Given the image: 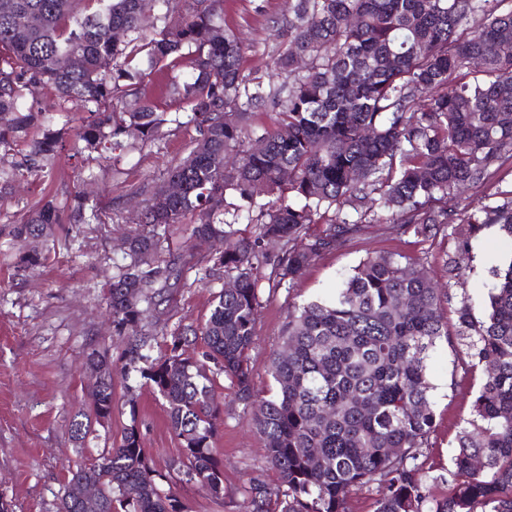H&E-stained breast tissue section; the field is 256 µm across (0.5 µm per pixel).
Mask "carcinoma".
I'll use <instances>...</instances> for the list:
<instances>
[{
  "mask_svg": "<svg viewBox=\"0 0 512 512\" xmlns=\"http://www.w3.org/2000/svg\"><path fill=\"white\" fill-rule=\"evenodd\" d=\"M223 12L224 0H0V184L44 173L65 140L53 106L33 99L32 87L81 100L71 150L92 153L107 139L122 146L132 130L144 143L158 140L166 109L137 87L188 62L190 79L168 90L199 132L167 175L182 191L148 202L146 230L127 239L106 283L113 333L128 337L122 370L139 373L162 398L181 440L174 469L224 503L214 448L224 425L222 375L255 409L266 448L244 486L251 512H348L349 495L363 488L375 491L374 512H512V259L493 270L486 319L476 320L463 296L451 333L441 308L448 293L432 285L423 262L369 256L333 296L289 312L269 366L275 395L253 400L249 363L260 281L291 282L364 224L391 223L421 242L452 239L450 281L469 267L486 228L512 238V190L455 224L461 194L512 158V121H504L512 116V52L502 50L512 45V0H295L281 25L277 87L243 73L250 46L224 27ZM300 58L307 64L298 66ZM269 103L279 108L278 126L247 131L249 111ZM331 210L324 233L308 237L315 216ZM188 214L197 216L191 236L213 243L204 278L231 279L235 288L220 290L209 316L154 359L142 304L159 279L196 267L182 254L153 265L171 251L169 226ZM241 220L255 225L252 236L237 237ZM59 223L51 200L28 209L15 232L43 239L44 248L22 255L18 268L45 264ZM269 239L281 254H268ZM442 337L480 382L456 436L450 492L438 499L423 482V448L435 428L426 360ZM197 343L202 351H186ZM88 363L96 384L72 421L77 441L92 423L111 420L115 406L111 358L95 350ZM127 403L131 424L119 443L71 472L59 512H183L170 473L145 479L152 467L135 400ZM268 470L277 485L266 481Z\"/></svg>",
  "mask_w": 512,
  "mask_h": 512,
  "instance_id": "obj_1",
  "label": "carcinoma"
}]
</instances>
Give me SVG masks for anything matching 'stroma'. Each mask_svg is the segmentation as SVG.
<instances>
[{"mask_svg":"<svg viewBox=\"0 0 512 512\" xmlns=\"http://www.w3.org/2000/svg\"><path fill=\"white\" fill-rule=\"evenodd\" d=\"M289 9L288 0H224L225 25L253 45L243 59L245 74L271 78L278 46L274 23ZM162 132L155 144L125 150L117 161L105 151L86 164L62 150L44 176L30 178L0 197V503L8 512H59L69 466L119 442L124 427L132 423L137 424L155 469L167 470L182 456L181 442L171 431L160 401L138 376L117 371L112 383L118 405L111 421L93 425L81 443L71 432L75 413L92 400L88 353L105 350L116 360L125 346L107 320L104 284L112 275L114 260L122 256L125 238L140 229L133 209L145 206L199 136L194 125L173 122L164 124ZM77 195L94 205L97 217L92 223H70V205ZM45 197L56 199L64 222L54 229L49 260L28 273L18 268L17 259L35 243L16 236L15 227L29 207ZM447 249L443 238L420 243L397 235L390 225L367 224L345 246L322 253L291 283L263 288L250 351L254 393L268 398L275 392L268 368L294 306L331 295L361 260L386 252L427 262L433 282L448 285L443 263ZM511 256L512 239L498 228L485 230L473 242L469 269L458 284L450 285L452 299L469 296L475 319H483L494 283L491 270ZM221 286L218 280L186 286L171 281L157 288L152 357L167 353L183 326L206 318ZM428 366L437 424L426 450L433 477L428 489L439 498L450 487L444 476L477 386L463 368L461 352L446 340L438 341ZM218 383L225 395L224 425L215 446L224 463L226 497L219 507L194 485L174 482L173 490L186 512H249L243 484L264 461L252 408L235 398L228 379L219 378ZM130 396L136 399L132 408L126 403Z\"/></svg>","mask_w":512,"mask_h":512,"instance_id":"1","label":"stroma"}]
</instances>
